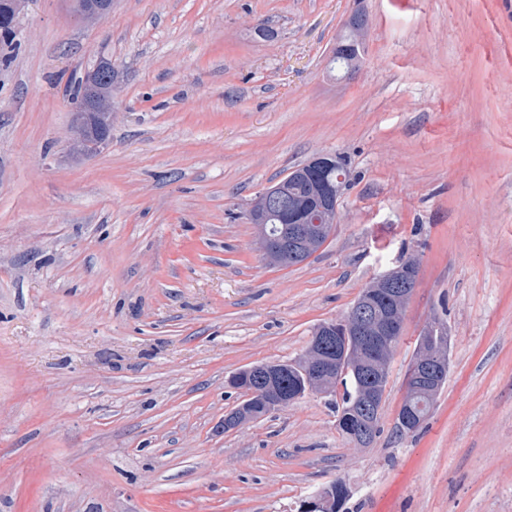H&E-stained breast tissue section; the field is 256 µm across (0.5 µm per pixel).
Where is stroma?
<instances>
[{
  "instance_id": "stroma-1",
  "label": "stroma",
  "mask_w": 512,
  "mask_h": 512,
  "mask_svg": "<svg viewBox=\"0 0 512 512\" xmlns=\"http://www.w3.org/2000/svg\"><path fill=\"white\" fill-rule=\"evenodd\" d=\"M358 8L364 62L329 72ZM102 61L87 155L66 88ZM319 153L350 171L337 222L271 265L250 207ZM408 258L372 447L315 393L225 430L230 376ZM438 321L447 381L401 437ZM339 480V512H512V0H28L0 42V512H300Z\"/></svg>"
}]
</instances>
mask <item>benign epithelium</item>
Here are the masks:
<instances>
[{
    "instance_id": "1",
    "label": "benign epithelium",
    "mask_w": 512,
    "mask_h": 512,
    "mask_svg": "<svg viewBox=\"0 0 512 512\" xmlns=\"http://www.w3.org/2000/svg\"><path fill=\"white\" fill-rule=\"evenodd\" d=\"M84 16L102 20L112 11V0H83ZM114 83L112 65L100 63L84 78V107L75 115L78 127L91 124L89 114L111 109L112 89H104L102 81ZM108 140L105 129L90 130L81 135L80 145L86 153L97 151ZM339 181L328 179L316 189L318 204L312 208L304 204L291 206L285 214L275 215L278 224L291 226L288 238L275 233L266 224H257L258 244L265 258L279 263L287 257L296 258L319 250L318 243L329 227L337 223ZM415 281L404 265L380 275L367 288L355 312L340 324L324 323L315 333L305 356L287 363H261L248 368L258 388L268 397L269 407L281 408L300 398L318 392L330 394L336 374L350 370L369 375L371 385L364 391V408L370 413L363 435L371 433V425L381 416L378 394L387 378L390 341L402 332L403 315ZM430 335L441 338L440 343L422 341L410 364L407 382L414 388L436 390L448 373L446 349L447 331L431 329ZM287 371H296L302 377V390L295 393L282 388L281 379Z\"/></svg>"
}]
</instances>
